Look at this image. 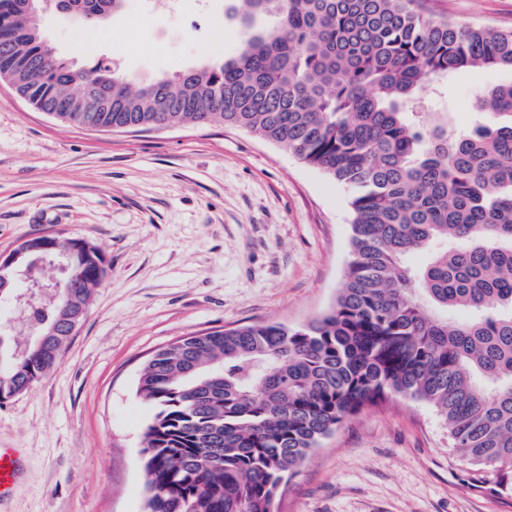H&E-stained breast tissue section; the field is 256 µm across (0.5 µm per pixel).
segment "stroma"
Returning a JSON list of instances; mask_svg holds the SVG:
<instances>
[{
  "instance_id": "35a3bbf8",
  "label": "stroma",
  "mask_w": 512,
  "mask_h": 512,
  "mask_svg": "<svg viewBox=\"0 0 512 512\" xmlns=\"http://www.w3.org/2000/svg\"><path fill=\"white\" fill-rule=\"evenodd\" d=\"M127 0L103 28L49 9L36 18L73 68L111 60L149 78L235 57L248 38L234 0ZM438 17L512 29V0H423ZM512 72L473 68L436 98L448 130L475 93ZM349 189L247 130L211 123L131 131L79 128L0 82V253L59 233L97 242L108 275L58 365L0 401V447L24 475L0 512H144L136 392L158 349L215 329L291 326L327 311L351 259ZM466 461L428 404L394 396L346 420L309 455L277 512H512L469 489Z\"/></svg>"
}]
</instances>
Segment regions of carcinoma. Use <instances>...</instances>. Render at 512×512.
<instances>
[{"instance_id": "cac0c4a2", "label": "carcinoma", "mask_w": 512, "mask_h": 512, "mask_svg": "<svg viewBox=\"0 0 512 512\" xmlns=\"http://www.w3.org/2000/svg\"><path fill=\"white\" fill-rule=\"evenodd\" d=\"M124 2L0 0V75L89 129H246L354 191L351 260L324 315L186 336L146 362L145 512H274L321 440L390 396L444 419L468 488L512 496V83L478 91L482 118L458 134L424 110L451 75L512 72V30L426 16L419 0H235L241 24L274 23L231 59L134 80L104 60L72 68L35 22L52 7L95 26ZM82 84L112 111L81 99ZM89 246L72 263L94 283L105 257ZM458 309L471 317H448ZM71 311L61 296L26 317H50L66 345ZM53 369L21 355L0 391Z\"/></svg>"}]
</instances>
